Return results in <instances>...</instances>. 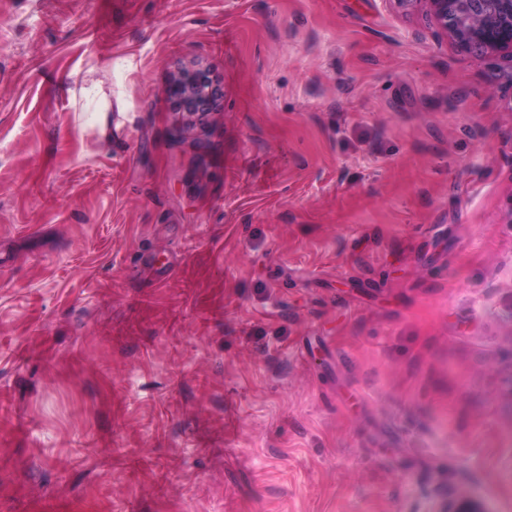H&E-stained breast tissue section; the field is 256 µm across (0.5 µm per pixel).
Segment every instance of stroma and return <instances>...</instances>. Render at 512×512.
I'll return each instance as SVG.
<instances>
[{
  "label": "stroma",
  "mask_w": 512,
  "mask_h": 512,
  "mask_svg": "<svg viewBox=\"0 0 512 512\" xmlns=\"http://www.w3.org/2000/svg\"><path fill=\"white\" fill-rule=\"evenodd\" d=\"M461 492L512 512L497 59L397 0H0V512ZM98 70L97 65L91 66L87 71L88 76L83 79L81 93L86 111L83 112L82 131L102 138L112 135V86L94 77ZM169 95L190 118L198 117L210 113L215 102L216 88L208 72L200 69L186 70L172 78Z\"/></svg>",
  "instance_id": "35a3bbf8"
}]
</instances>
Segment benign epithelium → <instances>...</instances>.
Listing matches in <instances>:
<instances>
[{"label": "benign epithelium", "instance_id": "1", "mask_svg": "<svg viewBox=\"0 0 512 512\" xmlns=\"http://www.w3.org/2000/svg\"><path fill=\"white\" fill-rule=\"evenodd\" d=\"M422 1L436 27L472 54H492L501 60L500 70L512 82V0H398L411 5ZM171 100L190 117L206 115L216 88L208 72L200 69L176 74L169 84ZM438 512H489L484 502L465 492L449 498Z\"/></svg>", "mask_w": 512, "mask_h": 512}]
</instances>
